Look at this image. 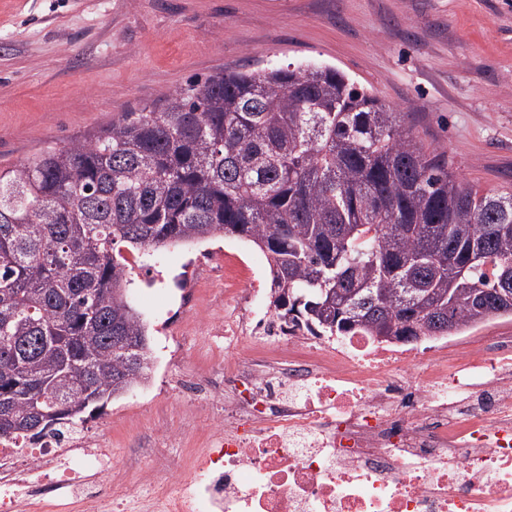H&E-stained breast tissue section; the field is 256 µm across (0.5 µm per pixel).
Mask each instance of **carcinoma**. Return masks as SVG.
<instances>
[{
    "label": "carcinoma",
    "instance_id": "obj_1",
    "mask_svg": "<svg viewBox=\"0 0 512 512\" xmlns=\"http://www.w3.org/2000/svg\"><path fill=\"white\" fill-rule=\"evenodd\" d=\"M229 235L266 256L278 318L317 336L404 342L512 315L511 192L480 191L334 67L226 68L0 168V438L146 379L126 253Z\"/></svg>",
    "mask_w": 512,
    "mask_h": 512
}]
</instances>
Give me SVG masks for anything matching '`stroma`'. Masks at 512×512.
<instances>
[{
  "instance_id": "stroma-1",
  "label": "stroma",
  "mask_w": 512,
  "mask_h": 512,
  "mask_svg": "<svg viewBox=\"0 0 512 512\" xmlns=\"http://www.w3.org/2000/svg\"><path fill=\"white\" fill-rule=\"evenodd\" d=\"M334 67L403 112L426 149L481 190L512 188V0H0V164L99 132L223 68ZM269 290L262 252L234 236L136 253L131 305L150 335L146 383L88 419L132 480L141 451L189 450L216 420L180 372L240 299L224 258Z\"/></svg>"
}]
</instances>
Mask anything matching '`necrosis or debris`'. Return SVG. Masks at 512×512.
<instances>
[{
	"label": "necrosis or debris",
	"instance_id": "4bbe7bcc",
	"mask_svg": "<svg viewBox=\"0 0 512 512\" xmlns=\"http://www.w3.org/2000/svg\"><path fill=\"white\" fill-rule=\"evenodd\" d=\"M226 331L222 420L199 448L118 492L111 449L80 430L0 439V512H512V335L382 345L313 336L261 304Z\"/></svg>",
	"mask_w": 512,
	"mask_h": 512
}]
</instances>
